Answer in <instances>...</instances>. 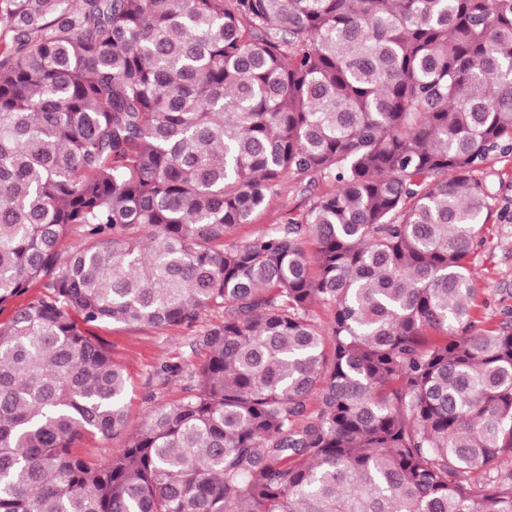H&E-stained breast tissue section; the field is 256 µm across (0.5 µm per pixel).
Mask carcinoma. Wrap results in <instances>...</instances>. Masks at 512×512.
<instances>
[{"label":"carcinoma","instance_id":"obj_1","mask_svg":"<svg viewBox=\"0 0 512 512\" xmlns=\"http://www.w3.org/2000/svg\"><path fill=\"white\" fill-rule=\"evenodd\" d=\"M496 153L512 0H0V512H512ZM288 177L335 189L226 241ZM207 310L186 395L79 454L125 430L90 328ZM477 176L486 180L495 197L493 214L483 232L485 245L471 264L480 324L491 327L512 310V224H498L496 218L503 205L512 210V154L491 162Z\"/></svg>","mask_w":512,"mask_h":512}]
</instances>
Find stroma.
<instances>
[{
  "instance_id": "stroma-1",
  "label": "stroma",
  "mask_w": 512,
  "mask_h": 512,
  "mask_svg": "<svg viewBox=\"0 0 512 512\" xmlns=\"http://www.w3.org/2000/svg\"><path fill=\"white\" fill-rule=\"evenodd\" d=\"M333 189V183L327 180L309 186L285 178L269 205L256 213L250 223L235 226L230 238L241 242L274 225L303 219L314 198ZM483 235L486 242L472 261V271L475 303L483 325L490 327L512 310V224L489 220ZM223 318V312L208 311L195 327L168 330L109 324L95 327V335L108 345L113 359L124 367L129 378L127 426L124 435L112 439L97 436L84 440L82 451L99 459L118 453L127 436L140 429L153 407L180 399L187 384L186 372L200 367L207 357L206 350L198 344L200 332ZM165 364L176 367L177 372L163 381L156 370Z\"/></svg>"
}]
</instances>
